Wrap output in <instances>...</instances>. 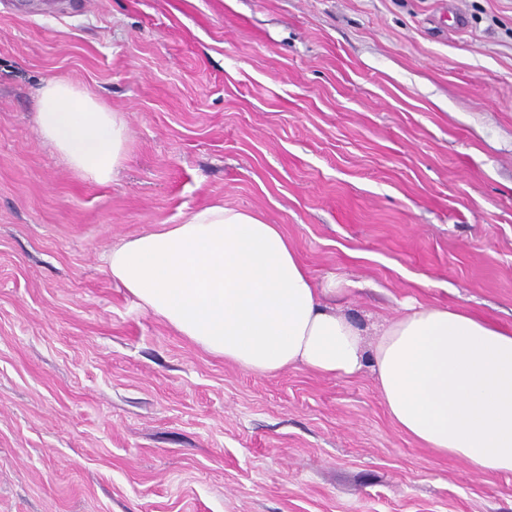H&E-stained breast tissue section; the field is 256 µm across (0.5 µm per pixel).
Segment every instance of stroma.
I'll use <instances>...</instances> for the list:
<instances>
[{"instance_id": "stroma-1", "label": "stroma", "mask_w": 512, "mask_h": 512, "mask_svg": "<svg viewBox=\"0 0 512 512\" xmlns=\"http://www.w3.org/2000/svg\"><path fill=\"white\" fill-rule=\"evenodd\" d=\"M121 113L112 182L34 122ZM216 202L281 225L372 348L408 299L512 328V0H0V512H512L371 367L260 376L139 307L113 245ZM36 120L44 142L85 180L108 184L126 158L124 118L66 79L50 80L40 89Z\"/></svg>"}]
</instances>
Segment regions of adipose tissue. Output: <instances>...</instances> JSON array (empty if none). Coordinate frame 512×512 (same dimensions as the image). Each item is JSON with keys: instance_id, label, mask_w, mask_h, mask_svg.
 <instances>
[{"instance_id": "ef3b65f1", "label": "adipose tissue", "mask_w": 512, "mask_h": 512, "mask_svg": "<svg viewBox=\"0 0 512 512\" xmlns=\"http://www.w3.org/2000/svg\"><path fill=\"white\" fill-rule=\"evenodd\" d=\"M45 143L81 178L109 183L127 123L58 78L39 91ZM107 271L139 305L210 354L258 375L303 367L345 378L371 366L397 428L484 473H512V331L461 308L414 305L364 349L362 331L315 285L281 225L221 204L123 241Z\"/></svg>"}]
</instances>
